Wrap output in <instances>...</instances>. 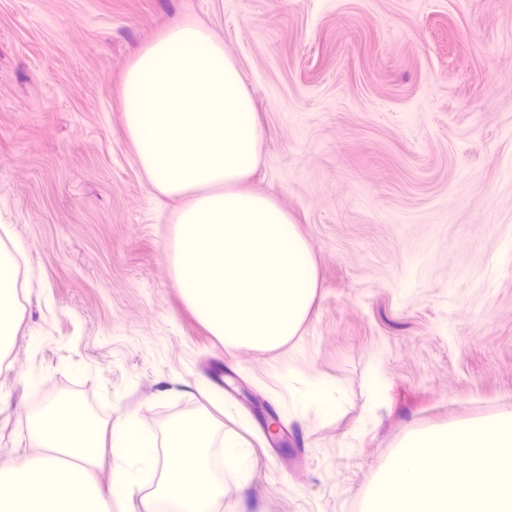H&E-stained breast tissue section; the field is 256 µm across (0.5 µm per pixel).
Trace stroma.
<instances>
[{"label":"stroma","mask_w":512,"mask_h":512,"mask_svg":"<svg viewBox=\"0 0 512 512\" xmlns=\"http://www.w3.org/2000/svg\"><path fill=\"white\" fill-rule=\"evenodd\" d=\"M182 20L241 69L249 184L317 263L274 349H225L187 305L178 201L122 122L134 52ZM0 244L20 253L0 461L36 455L29 409L64 394L99 429L203 412L253 449L222 512H359L407 430L512 412V0H0ZM290 370L341 412L292 417Z\"/></svg>","instance_id":"stroma-1"}]
</instances>
